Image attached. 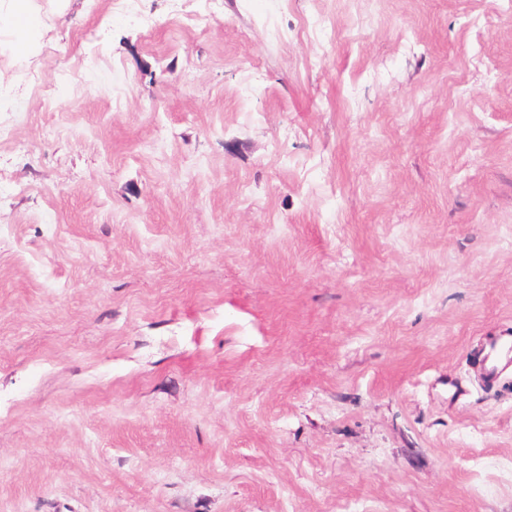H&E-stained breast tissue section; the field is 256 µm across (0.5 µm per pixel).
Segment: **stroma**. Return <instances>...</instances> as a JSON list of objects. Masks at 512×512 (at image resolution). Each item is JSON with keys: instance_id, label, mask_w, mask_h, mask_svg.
I'll return each instance as SVG.
<instances>
[{"instance_id": "35a3bbf8", "label": "stroma", "mask_w": 512, "mask_h": 512, "mask_svg": "<svg viewBox=\"0 0 512 512\" xmlns=\"http://www.w3.org/2000/svg\"><path fill=\"white\" fill-rule=\"evenodd\" d=\"M34 3L0 512H512V0ZM482 386L492 391L498 387L501 375L512 369V334L506 333L484 340L472 355Z\"/></svg>"}]
</instances>
